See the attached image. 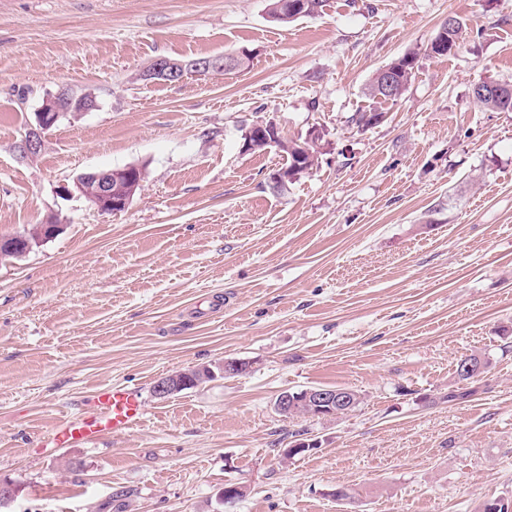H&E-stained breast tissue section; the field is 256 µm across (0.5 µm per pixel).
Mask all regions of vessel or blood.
<instances>
[{
	"instance_id": "obj_1",
	"label": "vessel or blood",
	"mask_w": 512,
	"mask_h": 512,
	"mask_svg": "<svg viewBox=\"0 0 512 512\" xmlns=\"http://www.w3.org/2000/svg\"><path fill=\"white\" fill-rule=\"evenodd\" d=\"M146 407L137 388L105 387L94 399L93 408L80 419L58 424L41 437L45 448L90 445L107 436H121L143 421Z\"/></svg>"
}]
</instances>
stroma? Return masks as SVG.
I'll return each instance as SVG.
<instances>
[{"label":"stroma","instance_id":"1","mask_svg":"<svg viewBox=\"0 0 512 512\" xmlns=\"http://www.w3.org/2000/svg\"><path fill=\"white\" fill-rule=\"evenodd\" d=\"M454 55H428L448 17ZM419 68L360 132L375 72ZM248 68L140 79L159 57ZM512 0H324L272 21L267 0H0V237L58 236L0 258V512H479L512 504ZM94 92L40 152L44 98ZM324 134L281 194L285 156L253 124ZM145 166L123 212L61 188ZM483 373L461 381L460 359ZM227 358L246 373L160 399V378ZM106 385L138 387L140 427L89 446L37 435ZM351 388L348 413L285 417L283 392ZM460 399L449 400V391ZM298 439L320 447L284 458ZM247 494L227 504L225 484ZM355 491L353 500L333 492ZM484 88L485 93H478L476 95L475 87L473 89V95L475 100L483 107L490 110H497L502 112H512V83L511 82H493L485 81L480 83ZM506 88L510 89V92L506 93ZM501 90L503 93H499Z\"/></svg>","mask_w":512,"mask_h":512}]
</instances>
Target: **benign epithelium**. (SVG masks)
Instances as JSON below:
<instances>
[{"label": "benign epithelium", "mask_w": 512, "mask_h": 512, "mask_svg": "<svg viewBox=\"0 0 512 512\" xmlns=\"http://www.w3.org/2000/svg\"><path fill=\"white\" fill-rule=\"evenodd\" d=\"M178 74L172 61L168 58L154 60L143 72L148 80L167 82ZM36 116V126L28 132L25 149L28 153H36L42 142V135L53 128L65 116V113L54 108L53 99L44 101ZM143 171L139 165L94 170L78 175L73 181V189L86 197L101 213L117 214L126 210L131 204L136 190L142 185ZM305 400L313 409V414L336 413V408L347 402V398L329 390L310 389L305 393Z\"/></svg>", "instance_id": "benign-epithelium-1"}]
</instances>
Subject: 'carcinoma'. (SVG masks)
Returning <instances> with one entry per match:
<instances>
[{
	"mask_svg": "<svg viewBox=\"0 0 512 512\" xmlns=\"http://www.w3.org/2000/svg\"><path fill=\"white\" fill-rule=\"evenodd\" d=\"M324 0H268V15L279 23H289L302 17H311L319 14ZM456 26L447 32V36H436L442 42L437 49H430L436 56H448L455 53L460 45V38L465 28V23L460 18H455ZM418 64V54L408 53L389 63V67L397 71V84L394 92L388 94L384 91V76L382 71H377L368 86V96L372 99L396 102L404 93ZM485 93L475 96V100L483 107L490 110L512 112V83L485 81L481 83ZM382 113L375 110L360 112L352 118V124L358 131L364 132L379 123ZM246 148L253 152H261L274 146L286 154L288 163L276 170L282 181L270 188L282 192L288 185L297 181L302 176L309 174L319 164L321 156V143L323 137L307 133L298 139H288L283 136H275L267 130H261L250 126L244 135ZM182 388L188 389L201 382L212 379L208 370H186L177 374Z\"/></svg>",
	"mask_w": 512,
	"mask_h": 512,
	"instance_id": "obj_1",
	"label": "carcinoma"
}]
</instances>
